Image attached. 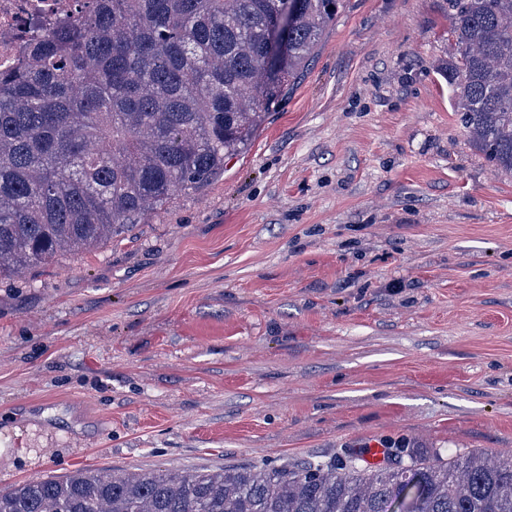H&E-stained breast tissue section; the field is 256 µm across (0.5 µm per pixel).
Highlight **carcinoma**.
Returning <instances> with one entry per match:
<instances>
[{"mask_svg":"<svg viewBox=\"0 0 512 512\" xmlns=\"http://www.w3.org/2000/svg\"><path fill=\"white\" fill-rule=\"evenodd\" d=\"M277 0H94L32 34L0 74V278L89 252L224 172L247 149L336 19L294 0L271 55ZM445 69L465 138L512 173V0H448ZM512 456L455 454L372 469H78L0 490V512H512Z\"/></svg>","mask_w":512,"mask_h":512,"instance_id":"obj_1","label":"carcinoma"}]
</instances>
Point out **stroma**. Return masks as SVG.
Instances as JSON below:
<instances>
[{"mask_svg":"<svg viewBox=\"0 0 512 512\" xmlns=\"http://www.w3.org/2000/svg\"><path fill=\"white\" fill-rule=\"evenodd\" d=\"M448 0H341L251 147L0 281V489L81 468L512 455V175Z\"/></svg>","mask_w":512,"mask_h":512,"instance_id":"stroma-1","label":"stroma"}]
</instances>
